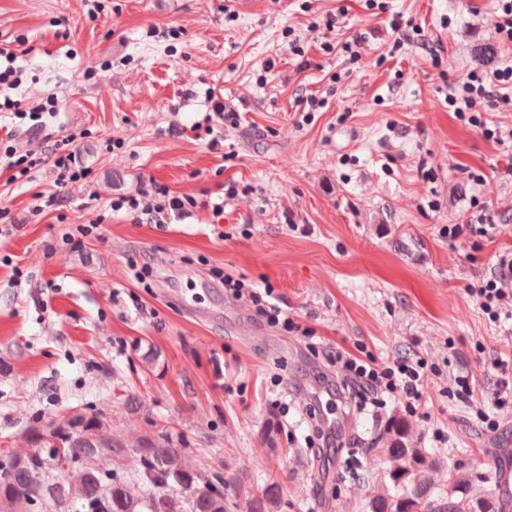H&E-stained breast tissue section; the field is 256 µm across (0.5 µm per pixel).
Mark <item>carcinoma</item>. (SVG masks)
<instances>
[{"label": "carcinoma", "instance_id": "obj_1", "mask_svg": "<svg viewBox=\"0 0 512 512\" xmlns=\"http://www.w3.org/2000/svg\"><path fill=\"white\" fill-rule=\"evenodd\" d=\"M102 406L52 417L31 429L30 450L0 454V512H282L276 480L240 501L224 475L199 466L194 452L153 428L133 439L112 432ZM284 429L267 423L262 441L282 450ZM407 422L391 420L365 449L362 479L380 478L361 512H505L466 475L445 472L439 456L406 442ZM131 459L128 473L112 468Z\"/></svg>", "mask_w": 512, "mask_h": 512}]
</instances>
